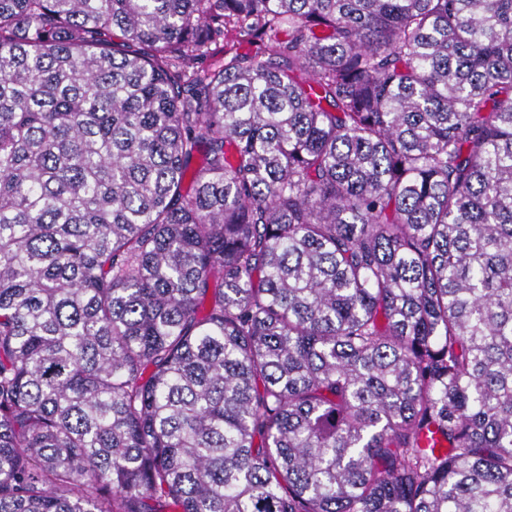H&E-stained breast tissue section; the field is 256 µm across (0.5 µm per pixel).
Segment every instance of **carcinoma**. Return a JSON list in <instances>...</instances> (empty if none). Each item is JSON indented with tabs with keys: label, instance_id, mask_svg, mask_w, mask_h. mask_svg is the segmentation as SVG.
<instances>
[{
	"label": "carcinoma",
	"instance_id": "carcinoma-1",
	"mask_svg": "<svg viewBox=\"0 0 512 512\" xmlns=\"http://www.w3.org/2000/svg\"><path fill=\"white\" fill-rule=\"evenodd\" d=\"M0 512H512V0H0Z\"/></svg>",
	"mask_w": 512,
	"mask_h": 512
}]
</instances>
